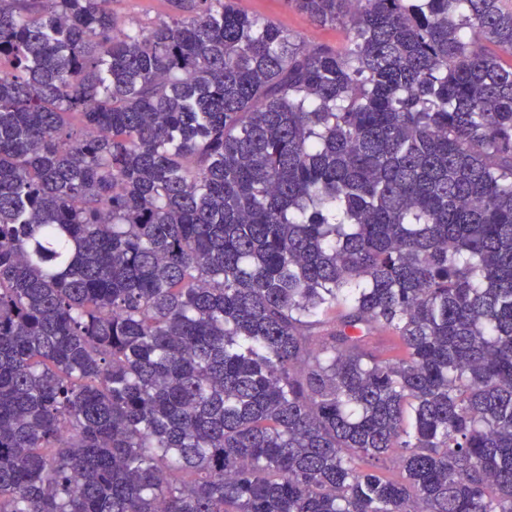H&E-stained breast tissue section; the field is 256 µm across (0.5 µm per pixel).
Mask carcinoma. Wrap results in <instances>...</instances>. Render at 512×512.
Listing matches in <instances>:
<instances>
[{
  "instance_id": "carcinoma-1",
  "label": "carcinoma",
  "mask_w": 512,
  "mask_h": 512,
  "mask_svg": "<svg viewBox=\"0 0 512 512\" xmlns=\"http://www.w3.org/2000/svg\"><path fill=\"white\" fill-rule=\"evenodd\" d=\"M169 2L0 0V512H512V0ZM171 3L167 0H114L112 11L123 23L131 24L138 20L166 19L172 14ZM246 12L274 21L305 42L343 47L347 33L343 27L320 26L308 15L290 8L285 0H237Z\"/></svg>"
}]
</instances>
